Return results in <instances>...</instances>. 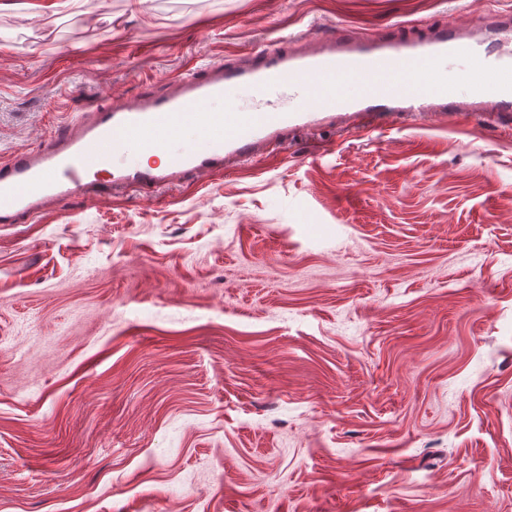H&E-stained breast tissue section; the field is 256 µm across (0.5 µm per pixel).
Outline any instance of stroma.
<instances>
[{"label":"stroma","instance_id":"stroma-1","mask_svg":"<svg viewBox=\"0 0 512 512\" xmlns=\"http://www.w3.org/2000/svg\"><path fill=\"white\" fill-rule=\"evenodd\" d=\"M0 8V164L280 31L512 0ZM0 224V512H512V125L322 132Z\"/></svg>","mask_w":512,"mask_h":512}]
</instances>
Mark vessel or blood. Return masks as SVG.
I'll return each mask as SVG.
<instances>
[{
  "label": "vessel or blood",
  "mask_w": 512,
  "mask_h": 512,
  "mask_svg": "<svg viewBox=\"0 0 512 512\" xmlns=\"http://www.w3.org/2000/svg\"><path fill=\"white\" fill-rule=\"evenodd\" d=\"M255 104L236 108L240 93ZM226 98L230 112L210 111ZM458 115L487 123L512 115V12H491L469 27H429L424 36H280L227 63L189 68L159 92L120 107H96L46 144L0 166V224L30 221L50 202L127 189L151 191L191 173L206 176L269 157L296 132L341 124L368 129L393 118ZM198 128L201 150L166 164L113 167L117 145L132 140L163 150L184 125Z\"/></svg>",
  "instance_id": "b4317fda"
}]
</instances>
